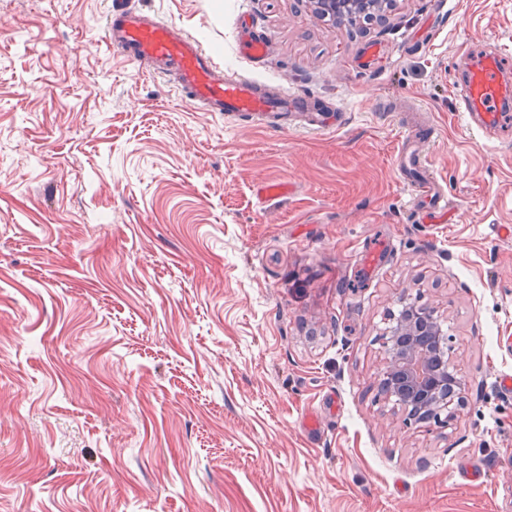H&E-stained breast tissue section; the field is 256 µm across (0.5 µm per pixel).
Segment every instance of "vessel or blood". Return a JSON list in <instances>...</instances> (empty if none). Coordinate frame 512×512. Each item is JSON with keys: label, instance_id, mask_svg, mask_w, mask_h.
<instances>
[{"label": "vessel or blood", "instance_id": "1", "mask_svg": "<svg viewBox=\"0 0 512 512\" xmlns=\"http://www.w3.org/2000/svg\"><path fill=\"white\" fill-rule=\"evenodd\" d=\"M107 46L121 48L131 60L152 66L155 75L170 81L179 94L198 109L212 113L248 115L262 120L274 112H298L305 105L299 94L273 97L263 94L248 77H228L204 45L159 14L131 7L128 0H112L103 26ZM241 49L252 62L267 58V43L246 33ZM504 71L501 53L482 56L469 64L460 91L465 111L478 115L486 127L507 122L499 107L500 77ZM412 206L422 220L446 212L447 202L437 189L435 177L412 181Z\"/></svg>", "mask_w": 512, "mask_h": 512}]
</instances>
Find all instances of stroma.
I'll list each match as a JSON object with an SVG mask.
<instances>
[{"mask_svg":"<svg viewBox=\"0 0 512 512\" xmlns=\"http://www.w3.org/2000/svg\"><path fill=\"white\" fill-rule=\"evenodd\" d=\"M132 3L344 122L199 111L106 48L111 0H0V512H512V136L456 91L468 56L512 54V0H393L383 28ZM412 112L443 224L396 169ZM405 299L448 331L451 428L379 392ZM241 49L245 56L254 63H264L267 58L266 41L252 32H248L243 36Z\"/></svg>","mask_w":512,"mask_h":512,"instance_id":"stroma-1","label":"stroma"}]
</instances>
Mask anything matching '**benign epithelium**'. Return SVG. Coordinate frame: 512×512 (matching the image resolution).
Returning <instances> with one entry per match:
<instances>
[{"label":"benign epithelium","mask_w":512,"mask_h":512,"mask_svg":"<svg viewBox=\"0 0 512 512\" xmlns=\"http://www.w3.org/2000/svg\"><path fill=\"white\" fill-rule=\"evenodd\" d=\"M322 18L365 14L369 0H310ZM380 386L407 420L448 426L462 403V381L448 357L447 331L428 307L405 306L386 333Z\"/></svg>","instance_id":"benign-epithelium-1"}]
</instances>
